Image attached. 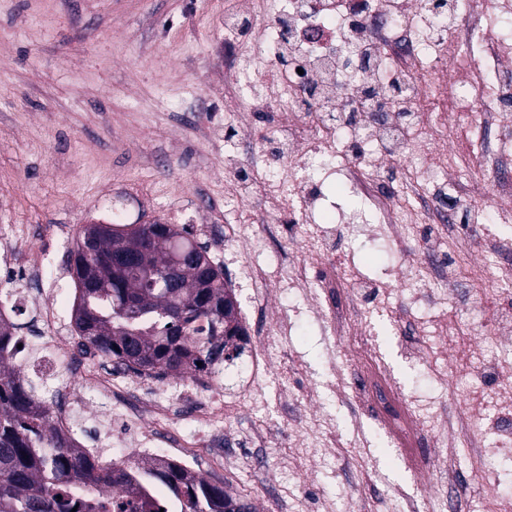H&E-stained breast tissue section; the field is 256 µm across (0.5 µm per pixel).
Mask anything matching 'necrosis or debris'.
I'll return each instance as SVG.
<instances>
[{
  "instance_id": "necrosis-or-debris-1",
  "label": "necrosis or debris",
  "mask_w": 512,
  "mask_h": 512,
  "mask_svg": "<svg viewBox=\"0 0 512 512\" xmlns=\"http://www.w3.org/2000/svg\"><path fill=\"white\" fill-rule=\"evenodd\" d=\"M259 7L268 23L253 33L249 55L239 52L234 29L224 31V120L256 131L240 160L248 192L240 194L233 178L225 199L261 204L249 223L226 225L224 261L248 290L242 314L271 284L303 295L323 330L327 372L303 388L280 372L254 383L300 312L278 308L263 334L245 342L246 400L265 408L276 391L297 401L286 441L323 456L337 448L325 404L352 399L370 408L413 477L437 475L432 501L446 512L453 449L463 443L486 457L512 441V349L489 353L473 341L512 326V32L504 29L512 0H448L443 24L432 0H261ZM483 180L492 187L488 201ZM334 183L361 206L324 224L319 212ZM262 228L292 245L285 262L270 267L237 251ZM360 234L389 246L399 278L369 281L352 253L337 249V240ZM475 248L479 261L460 266ZM454 286L478 299L467 313L448 311ZM13 304L36 308L43 334L19 337L7 360L23 376L55 375L46 396L53 424L79 430L61 401L88 375L90 402L111 407L121 448L97 449L99 463L176 453L231 473L245 449L272 443L271 434L238 427L235 403L189 383L141 398L109 359L77 352L75 327L41 297L19 291ZM384 317L396 327L413 321L423 340H439L455 368L434 369L433 379L477 381L485 409L454 416L441 398L406 393L372 341Z\"/></svg>"
}]
</instances>
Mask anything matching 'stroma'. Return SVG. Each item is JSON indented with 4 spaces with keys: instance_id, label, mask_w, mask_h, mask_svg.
Listing matches in <instances>:
<instances>
[{
    "instance_id": "35a3bbf8",
    "label": "stroma",
    "mask_w": 512,
    "mask_h": 512,
    "mask_svg": "<svg viewBox=\"0 0 512 512\" xmlns=\"http://www.w3.org/2000/svg\"><path fill=\"white\" fill-rule=\"evenodd\" d=\"M242 0H0V239L15 235L47 265L45 300L57 297L56 273L82 225L104 208L130 224L192 225L198 242L224 236V17ZM377 343L397 380L421 397L462 410L461 388L432 380L427 361H411L409 326L378 321ZM276 367L298 385L326 369L318 324L301 317ZM329 413L341 443L335 457L274 446L262 468L246 467L233 488L259 512L275 497L335 501L338 512H370L394 493L420 512L433 483H417L398 449L365 419L367 451L346 452L352 409ZM375 472L370 500L355 497L351 476ZM457 479L467 512H489L481 473L512 493V468L493 456L457 452Z\"/></svg>"
}]
</instances>
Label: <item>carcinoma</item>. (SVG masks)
I'll return each mask as SVG.
<instances>
[{
    "label": "carcinoma",
    "mask_w": 512,
    "mask_h": 512,
    "mask_svg": "<svg viewBox=\"0 0 512 512\" xmlns=\"http://www.w3.org/2000/svg\"><path fill=\"white\" fill-rule=\"evenodd\" d=\"M86 224L69 251L79 289L73 311L82 345L139 378L206 376L236 364L247 331L224 269L186 224ZM121 245L127 270L112 271ZM16 325L0 314V365ZM107 489L137 499L112 505ZM255 512L222 481L186 473L174 461L133 460L101 468L49 421L39 385L0 368V512Z\"/></svg>",
    "instance_id": "obj_1"
}]
</instances>
